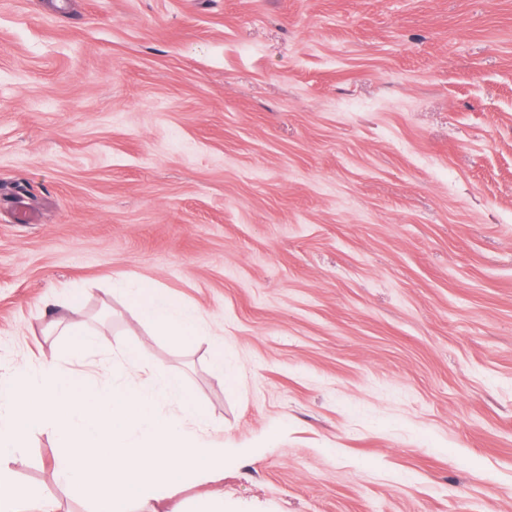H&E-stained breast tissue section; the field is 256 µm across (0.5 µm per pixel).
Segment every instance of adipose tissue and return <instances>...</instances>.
I'll return each mask as SVG.
<instances>
[{"mask_svg":"<svg viewBox=\"0 0 512 512\" xmlns=\"http://www.w3.org/2000/svg\"><path fill=\"white\" fill-rule=\"evenodd\" d=\"M127 297L130 311L157 331L175 338L195 335L194 315L184 310L176 298L159 294L144 282L128 289Z\"/></svg>","mask_w":512,"mask_h":512,"instance_id":"ef3b65f1","label":"adipose tissue"}]
</instances>
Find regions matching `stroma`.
Masks as SVG:
<instances>
[{
    "mask_svg": "<svg viewBox=\"0 0 512 512\" xmlns=\"http://www.w3.org/2000/svg\"><path fill=\"white\" fill-rule=\"evenodd\" d=\"M132 345L239 449L225 512H512V0H0V367ZM57 452L10 466L85 512ZM126 292L129 310L157 331L175 338L196 336L194 315L184 310L176 298L161 295L144 282ZM68 312L65 321L64 331L67 336L75 337L74 347L77 351H82L97 343L96 334L91 332L83 318L80 305L77 302H69L64 306Z\"/></svg>",
    "mask_w": 512,
    "mask_h": 512,
    "instance_id": "stroma-1",
    "label": "stroma"
}]
</instances>
